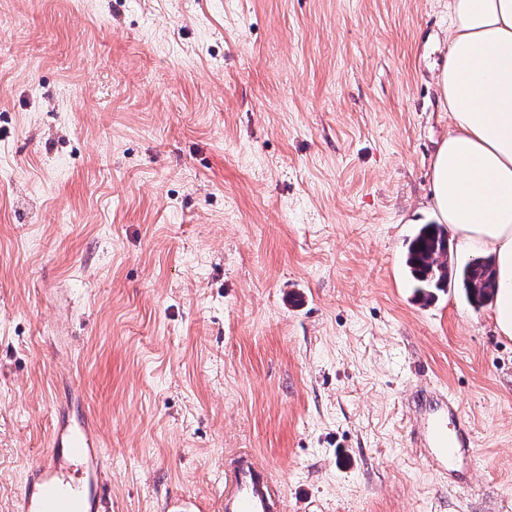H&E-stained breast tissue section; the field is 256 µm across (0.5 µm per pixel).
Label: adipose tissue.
<instances>
[{"instance_id":"obj_1","label":"adipose tissue","mask_w":512,"mask_h":512,"mask_svg":"<svg viewBox=\"0 0 512 512\" xmlns=\"http://www.w3.org/2000/svg\"><path fill=\"white\" fill-rule=\"evenodd\" d=\"M438 85L453 127L433 164L436 208L460 244L494 255L496 324L512 335V0H451Z\"/></svg>"}]
</instances>
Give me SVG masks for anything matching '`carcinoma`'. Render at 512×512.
I'll list each match as a JSON object with an SVG mask.
<instances>
[{"label": "carcinoma", "instance_id": "1", "mask_svg": "<svg viewBox=\"0 0 512 512\" xmlns=\"http://www.w3.org/2000/svg\"><path fill=\"white\" fill-rule=\"evenodd\" d=\"M406 265L416 292L426 299L432 297L430 289L452 279L458 280L468 301L478 307L492 301L499 288L493 258H478L459 269L450 262L448 237L439 224H425L419 229L407 247Z\"/></svg>", "mask_w": 512, "mask_h": 512}]
</instances>
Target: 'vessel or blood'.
Listing matches in <instances>:
<instances>
[{
  "label": "vessel or blood",
  "instance_id": "vessel-or-blood-1",
  "mask_svg": "<svg viewBox=\"0 0 512 512\" xmlns=\"http://www.w3.org/2000/svg\"><path fill=\"white\" fill-rule=\"evenodd\" d=\"M455 402L434 391L415 419V443L452 477L469 475L472 435ZM110 495L97 429L88 417L60 416L44 460L29 470L20 512H107ZM267 467L239 449L224 472V512H281Z\"/></svg>",
  "mask_w": 512,
  "mask_h": 512
}]
</instances>
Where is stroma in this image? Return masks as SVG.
<instances>
[{
    "instance_id": "obj_1",
    "label": "stroma",
    "mask_w": 512,
    "mask_h": 512,
    "mask_svg": "<svg viewBox=\"0 0 512 512\" xmlns=\"http://www.w3.org/2000/svg\"><path fill=\"white\" fill-rule=\"evenodd\" d=\"M449 0H0V512L72 388L111 512H512V336L404 266ZM453 398L472 482L414 443ZM280 511L282 501L269 469L248 450H236L224 471V512Z\"/></svg>"
}]
</instances>
